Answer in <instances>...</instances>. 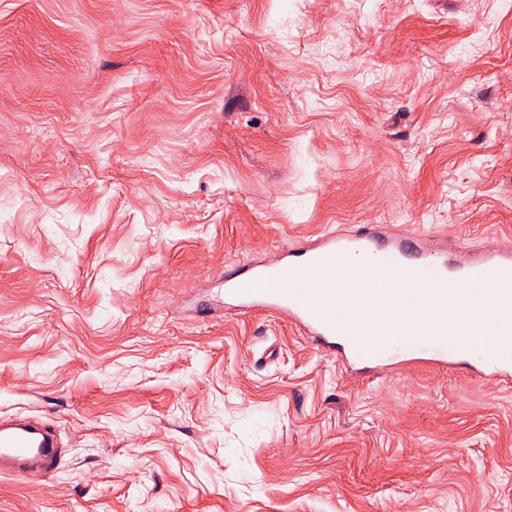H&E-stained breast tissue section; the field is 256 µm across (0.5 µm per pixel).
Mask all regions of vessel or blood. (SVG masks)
Segmentation results:
<instances>
[{
	"instance_id": "b4317fda",
	"label": "vessel or blood",
	"mask_w": 512,
	"mask_h": 512,
	"mask_svg": "<svg viewBox=\"0 0 512 512\" xmlns=\"http://www.w3.org/2000/svg\"><path fill=\"white\" fill-rule=\"evenodd\" d=\"M362 252L375 257L377 268L392 272L412 266L429 271L432 284L460 278L488 280L490 302L487 314L496 325V342L502 354L478 370L496 385L512 384V309L504 304L512 281V245L497 243L480 250L462 249L449 252L446 241L429 242L423 236H407L387 230L381 224H361L355 229L326 233L308 240L299 252L276 267L253 266L248 274L254 287H244L231 278L224 281L226 303L248 309L262 307L288 317L311 345L319 350L336 353L345 362H353L361 348L358 337L337 328L323 311L328 291L316 289L303 295L306 278L318 273L325 263L349 252ZM466 355L456 348L428 351L411 346L399 354V362H431L452 368L464 362ZM61 457V450L51 429L43 422L18 418L0 424V466L21 461H38V475L52 473Z\"/></svg>"
}]
</instances>
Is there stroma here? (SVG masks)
Segmentation results:
<instances>
[{"label": "stroma", "instance_id": "35a3bbf8", "mask_svg": "<svg viewBox=\"0 0 512 512\" xmlns=\"http://www.w3.org/2000/svg\"><path fill=\"white\" fill-rule=\"evenodd\" d=\"M358 224L512 241V0H0V512H512V387L225 308ZM60 457L61 448L45 423L29 418L1 421L0 471H4L3 465L37 460V470L23 468L12 472L16 476H45L54 471Z\"/></svg>", "mask_w": 512, "mask_h": 512}]
</instances>
